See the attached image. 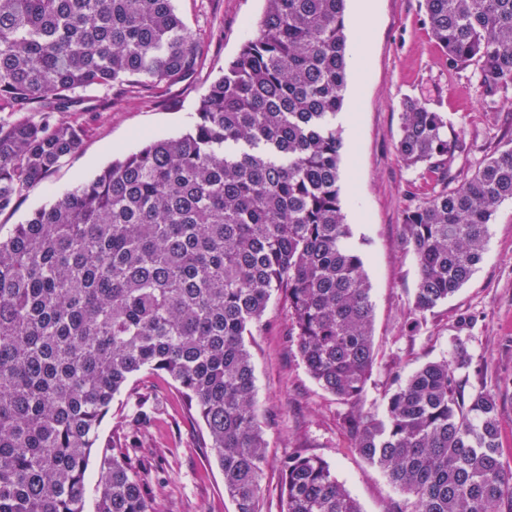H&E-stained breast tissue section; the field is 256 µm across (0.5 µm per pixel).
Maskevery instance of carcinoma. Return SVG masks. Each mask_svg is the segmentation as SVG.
Returning a JSON list of instances; mask_svg holds the SVG:
<instances>
[{
	"label": "carcinoma",
	"mask_w": 512,
	"mask_h": 512,
	"mask_svg": "<svg viewBox=\"0 0 512 512\" xmlns=\"http://www.w3.org/2000/svg\"><path fill=\"white\" fill-rule=\"evenodd\" d=\"M238 55L196 106L192 128L144 136L74 190L0 237V512H84L91 453L96 512H156L131 453L155 408L137 396L126 443L100 426L141 374L167 376L224 475L234 512H261L265 443L246 337L273 294L288 302L310 376L355 404L373 367L371 284L350 243L334 125L347 73V0H265ZM452 64L480 63L494 93L512 81V0H425ZM203 65L174 0H0V212L80 145L51 120L103 85L140 92ZM448 115L402 102L397 152L449 173ZM512 201V142L459 187L405 211L419 265L413 312L454 295ZM457 356L429 362L383 416L346 419L353 448L406 496L407 512H512L497 452L498 405L465 395ZM282 512H362L323 459L282 463Z\"/></svg>",
	"instance_id": "cac0c4a2"
}]
</instances>
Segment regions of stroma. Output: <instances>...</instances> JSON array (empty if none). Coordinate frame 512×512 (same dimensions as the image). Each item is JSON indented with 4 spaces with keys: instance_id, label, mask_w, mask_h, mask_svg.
<instances>
[{
    "instance_id": "35a3bbf8",
    "label": "stroma",
    "mask_w": 512,
    "mask_h": 512,
    "mask_svg": "<svg viewBox=\"0 0 512 512\" xmlns=\"http://www.w3.org/2000/svg\"><path fill=\"white\" fill-rule=\"evenodd\" d=\"M264 7V0H176L177 13L201 45L202 70L188 82L146 92L113 85L84 93L80 110L62 116L81 127L79 149L0 213V235L112 159L138 150L143 136L176 137L192 127L198 100L236 57ZM368 39L366 68L348 69L335 124L350 242L361 252L371 283L373 367L357 405L339 401L307 372L291 334L288 304L273 298L248 343L265 441L263 512H281V463L298 451L325 460L363 512H400L404 495L353 448L346 417L356 410L384 414L389 395L413 372L430 361L454 359L460 350L468 360L458 373L464 391L485 390L498 399V453L512 469V202L493 217L482 260L468 282L433 311L414 317L419 267L403 243V214L444 184L426 167L406 166L396 149L405 98L447 113L454 161L446 185L456 187L512 139V82L491 96L479 82L477 62L450 66L431 37L425 0H378ZM139 393L148 394L157 413L149 446L140 453L141 476L157 512H234L224 476L201 445L205 428L190 419L170 379L137 376L113 402L102 437L132 413Z\"/></svg>"
}]
</instances>
